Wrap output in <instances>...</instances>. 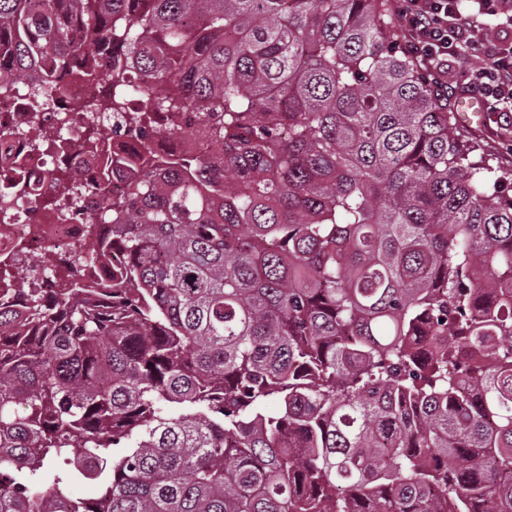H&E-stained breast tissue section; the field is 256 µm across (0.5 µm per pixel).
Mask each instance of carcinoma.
<instances>
[{
  "label": "carcinoma",
  "mask_w": 512,
  "mask_h": 512,
  "mask_svg": "<svg viewBox=\"0 0 512 512\" xmlns=\"http://www.w3.org/2000/svg\"><path fill=\"white\" fill-rule=\"evenodd\" d=\"M396 40L386 0H0V82L105 42L210 129L100 189L110 287L0 310V512H512V170Z\"/></svg>",
  "instance_id": "carcinoma-1"
}]
</instances>
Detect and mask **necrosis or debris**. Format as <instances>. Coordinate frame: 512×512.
<instances>
[{"label": "necrosis or debris", "mask_w": 512, "mask_h": 512, "mask_svg": "<svg viewBox=\"0 0 512 512\" xmlns=\"http://www.w3.org/2000/svg\"><path fill=\"white\" fill-rule=\"evenodd\" d=\"M93 60L98 79L86 78L84 59L54 64L52 84L31 76L0 85V263L11 267V283L0 282V305L27 318L34 299L70 288L80 279L90 287L110 283L112 262L101 257L77 266L73 256L89 242L112 238V222L102 216L99 186L110 196L124 195L130 179L158 159H174L198 148L207 135L198 113L180 116L188 135L145 137L112 135L109 113L95 115L97 136L83 123L81 105L108 99L114 92L106 73L112 51L99 45ZM39 137H31V126ZM77 175L83 187L78 201L58 191L59 204L43 203L60 172Z\"/></svg>", "instance_id": "4bbe7bcc"}]
</instances>
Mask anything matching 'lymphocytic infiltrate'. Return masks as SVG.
<instances>
[{"label":"lymphocytic infiltrate","mask_w":512,"mask_h":512,"mask_svg":"<svg viewBox=\"0 0 512 512\" xmlns=\"http://www.w3.org/2000/svg\"><path fill=\"white\" fill-rule=\"evenodd\" d=\"M395 0V19L407 55L440 95L479 96L491 112H512V42L494 25L512 27V0ZM480 59L478 68L448 84L449 63Z\"/></svg>","instance_id":"obj_1"}]
</instances>
